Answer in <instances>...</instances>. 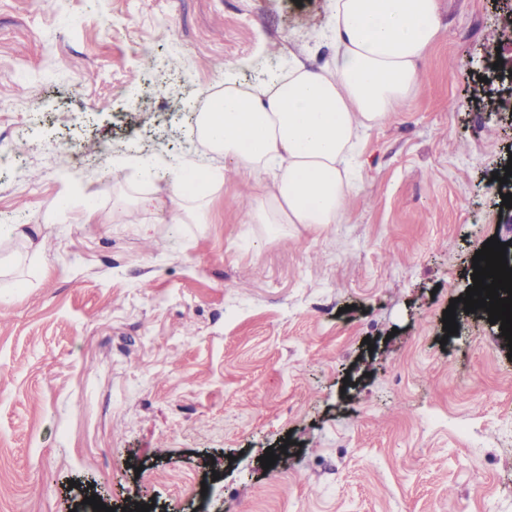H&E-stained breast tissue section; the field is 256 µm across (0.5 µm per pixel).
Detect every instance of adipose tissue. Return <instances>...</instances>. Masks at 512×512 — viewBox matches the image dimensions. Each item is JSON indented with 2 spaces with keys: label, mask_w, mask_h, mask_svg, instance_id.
Masks as SVG:
<instances>
[{
  "label": "adipose tissue",
  "mask_w": 512,
  "mask_h": 512,
  "mask_svg": "<svg viewBox=\"0 0 512 512\" xmlns=\"http://www.w3.org/2000/svg\"><path fill=\"white\" fill-rule=\"evenodd\" d=\"M329 31L321 66L297 61L254 85L225 80L223 92L207 95L196 134L212 161L197 184L192 162L169 172L171 223H207L229 173L247 187V223L344 222L362 140L421 90L439 0H331Z\"/></svg>",
  "instance_id": "obj_1"
}]
</instances>
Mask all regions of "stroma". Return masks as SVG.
<instances>
[{
	"instance_id": "35a3bbf8",
	"label": "stroma",
	"mask_w": 512,
	"mask_h": 512,
	"mask_svg": "<svg viewBox=\"0 0 512 512\" xmlns=\"http://www.w3.org/2000/svg\"><path fill=\"white\" fill-rule=\"evenodd\" d=\"M330 0H0V512H74L89 492L187 512H512V359L456 309L499 221L512 106L479 89L512 0H441L421 91L361 145L345 223L207 224L120 154L207 162L192 112L293 58L322 62ZM140 70L138 82L129 74ZM25 96H17L16 83ZM96 205L103 222L84 221ZM468 377H461V370ZM288 446L286 472L263 469Z\"/></svg>"
}]
</instances>
